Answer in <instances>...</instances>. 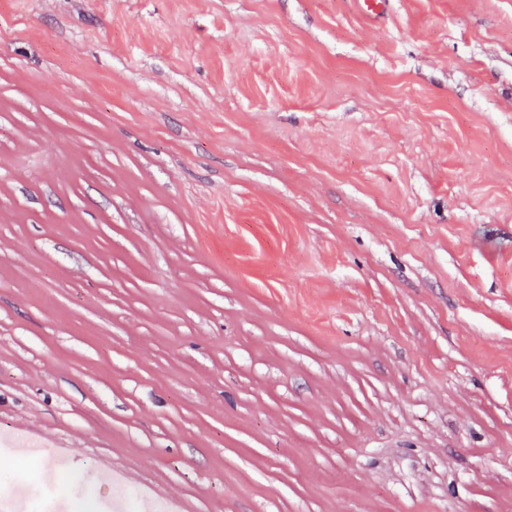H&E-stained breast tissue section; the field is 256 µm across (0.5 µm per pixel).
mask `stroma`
Segmentation results:
<instances>
[{
	"mask_svg": "<svg viewBox=\"0 0 512 512\" xmlns=\"http://www.w3.org/2000/svg\"><path fill=\"white\" fill-rule=\"evenodd\" d=\"M0 0V443L188 512H512V0Z\"/></svg>",
	"mask_w": 512,
	"mask_h": 512,
	"instance_id": "1",
	"label": "stroma"
}]
</instances>
